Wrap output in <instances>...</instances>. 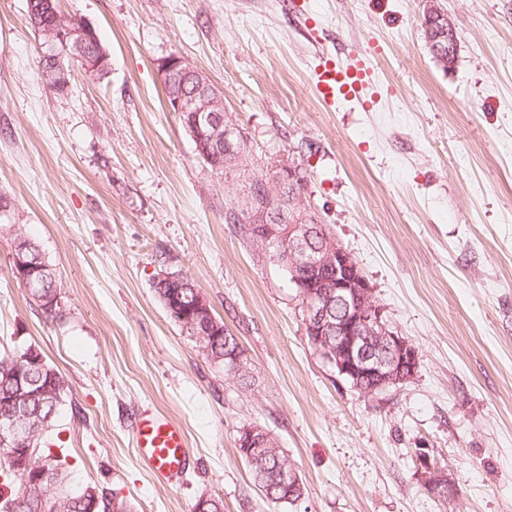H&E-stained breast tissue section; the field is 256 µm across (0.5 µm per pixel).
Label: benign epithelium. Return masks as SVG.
Listing matches in <instances>:
<instances>
[{
	"label": "benign epithelium",
	"mask_w": 512,
	"mask_h": 512,
	"mask_svg": "<svg viewBox=\"0 0 512 512\" xmlns=\"http://www.w3.org/2000/svg\"><path fill=\"white\" fill-rule=\"evenodd\" d=\"M58 27L48 31L42 56L55 64L59 71H67L66 64L80 60L83 69L92 74H102L109 69L104 53L94 51L89 44H97L95 27L82 19H62L55 14ZM162 73L179 72L194 82V89H180L172 94L169 109L180 115H190V127L197 153L214 169L229 170L245 165L246 159L239 146L245 144L240 129L224 116L222 92L187 60L172 55L161 64ZM299 168L291 163H281L276 173L260 184L259 195L263 204L251 212L249 232L253 240L265 251L277 247L286 252L292 283L301 301L303 324L306 333L322 357L337 372L360 383L370 380V391L387 389L413 379L420 365L418 349L405 337L391 330L377 303L355 257L339 244L325 225L311 222L303 201ZM293 189V218L286 219L274 214V203L283 188ZM30 262L25 248L13 255V271L22 281L26 280ZM343 304L344 314L332 316L333 303ZM181 321L194 326L193 339L202 344L209 339L206 329L216 322L205 299H200L198 310L186 315ZM246 353L235 351L224 355L229 375H239L246 366ZM29 394L25 381L17 379L12 413L0 417V447L13 448L29 435L30 427L23 418ZM267 441L259 435V429L246 426L239 431L237 447L247 456L256 448H264ZM18 458L19 468L38 473L39 448L22 449ZM417 471L428 493L437 499H450L456 490L442 468L429 453L421 451L417 456Z\"/></svg>",
	"instance_id": "benign-epithelium-1"
}]
</instances>
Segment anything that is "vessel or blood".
I'll use <instances>...</instances> for the list:
<instances>
[{
    "mask_svg": "<svg viewBox=\"0 0 512 512\" xmlns=\"http://www.w3.org/2000/svg\"><path fill=\"white\" fill-rule=\"evenodd\" d=\"M318 98L331 105L337 96L353 100L367 99L373 88L366 58L356 56L346 61L324 54L313 74ZM140 461L158 479L178 482L185 473L189 450L182 427L151 409H143L134 428Z\"/></svg>",
    "mask_w": 512,
    "mask_h": 512,
    "instance_id": "1",
    "label": "vessel or blood"
}]
</instances>
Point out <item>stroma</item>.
Segmentation results:
<instances>
[{
  "instance_id": "1",
  "label": "stroma",
  "mask_w": 512,
  "mask_h": 512,
  "mask_svg": "<svg viewBox=\"0 0 512 512\" xmlns=\"http://www.w3.org/2000/svg\"><path fill=\"white\" fill-rule=\"evenodd\" d=\"M458 35L433 59L422 0H59L93 24L105 77L72 64L45 89L26 0H0V357L35 345L67 385L50 441L66 486L130 512H512V0H440ZM370 55L371 108L322 104L321 53ZM192 62L224 96L253 169L285 160L305 201L357 260L414 379L367 394L309 342L284 270L233 222L253 170L217 172L166 106L161 62ZM22 227L54 269L63 312L15 277ZM178 271L244 347L249 390L167 316L153 284ZM151 406L182 425L178 485L138 461ZM267 429L305 485L283 508L236 449ZM458 495L422 487L419 451ZM438 14L440 15V17L438 18V21L443 20L446 25L448 24V26L445 27L448 29V33L445 34V35L448 34V53L446 52L445 54H442L440 57L434 53L433 46L441 45V44L446 45V40L438 39L432 45H430V41H433L437 38L438 30H437L436 25L433 22H431L430 19L425 15V8L423 10L422 25L424 26V35H425L427 44L429 45V49L433 55V58L436 60L437 64L443 70L448 71L454 67V63H455V59H456V55H455V56H453V58L450 61H448V56L449 57L452 56V52L455 51V49L457 48L456 31H455V26L453 24V21L448 17L447 12L439 11Z\"/></svg>"
}]
</instances>
